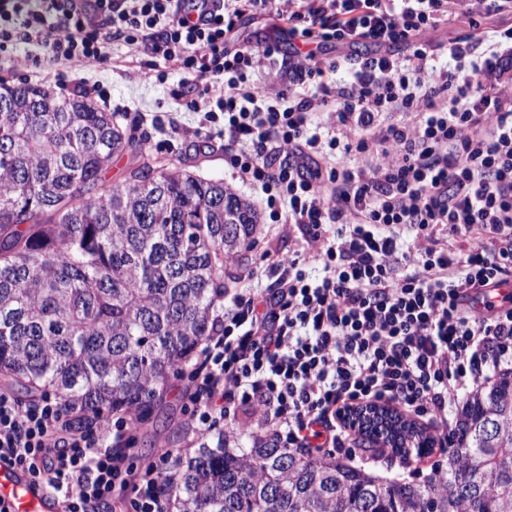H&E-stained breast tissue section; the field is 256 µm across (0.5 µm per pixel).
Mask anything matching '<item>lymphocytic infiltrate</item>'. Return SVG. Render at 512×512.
Listing matches in <instances>:
<instances>
[{
	"label": "lymphocytic infiltrate",
	"mask_w": 512,
	"mask_h": 512,
	"mask_svg": "<svg viewBox=\"0 0 512 512\" xmlns=\"http://www.w3.org/2000/svg\"><path fill=\"white\" fill-rule=\"evenodd\" d=\"M512 0H0V52L37 46L79 93L106 47L182 71L200 127L259 193L270 223L305 243L258 258L266 286L224 303L182 393L193 431L255 424L318 456L352 443L361 403L388 401L447 443L449 412L512 371ZM275 14L263 45L246 13ZM467 37L445 41L442 25ZM368 43L374 50L352 54ZM451 64H439L441 50ZM286 62H279L280 53ZM349 82L333 81L338 70ZM319 264L312 275L310 264ZM481 293L483 315L466 306ZM52 395L0 390V462L56 492L61 512H168L160 453L131 465L133 415L88 430Z\"/></svg>",
	"instance_id": "1"
}]
</instances>
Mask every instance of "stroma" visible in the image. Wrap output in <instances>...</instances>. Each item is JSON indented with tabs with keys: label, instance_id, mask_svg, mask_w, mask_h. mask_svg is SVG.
Wrapping results in <instances>:
<instances>
[{
	"label": "stroma",
	"instance_id": "obj_1",
	"mask_svg": "<svg viewBox=\"0 0 512 512\" xmlns=\"http://www.w3.org/2000/svg\"><path fill=\"white\" fill-rule=\"evenodd\" d=\"M107 65L92 68L91 80L103 82L109 90V100H101L96 94H89V101L103 112L125 114L127 124L135 125L138 135L147 140V156L159 166H183L202 177L224 180L226 185L238 189L247 197L255 192L249 186L240 184L230 175L224 164V151L218 147L207 146V132H200L198 139L204 142L202 151H195L184 142L182 135L172 133L166 123L176 118L181 127L195 128L197 119L178 100L177 94L183 88L182 72L168 70L164 81H149L144 73L150 62L149 57L130 55L120 45H112ZM294 237L289 236L287 226L281 224H259L256 242L248 253L243 266L235 268L236 278L229 283L230 291L245 287L248 272L258 255L265 249L288 250L295 247ZM181 382L170 378L164 390L160 392L152 414L144 422L136 435L137 455L141 463H149L154 458L152 443L159 442L166 447L179 449L181 453L194 451L200 445L189 429L191 415L186 402L180 396ZM354 452L361 462L366 463L369 473L403 482L425 484L436 464L446 463V453L437 451L418 459H406L377 447L355 446Z\"/></svg>",
	"mask_w": 512,
	"mask_h": 512
}]
</instances>
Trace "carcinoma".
Returning a JSON list of instances; mask_svg holds the SVG:
<instances>
[{"label": "carcinoma", "instance_id": "cac0c4a2", "mask_svg": "<svg viewBox=\"0 0 512 512\" xmlns=\"http://www.w3.org/2000/svg\"><path fill=\"white\" fill-rule=\"evenodd\" d=\"M118 117L0 81V379L83 407L88 426L106 406L150 415L211 335L224 264L244 259L260 220L222 180L149 165ZM451 448L421 486L221 437L161 482L179 512H512V373L466 401Z\"/></svg>", "mask_w": 512, "mask_h": 512}]
</instances>
